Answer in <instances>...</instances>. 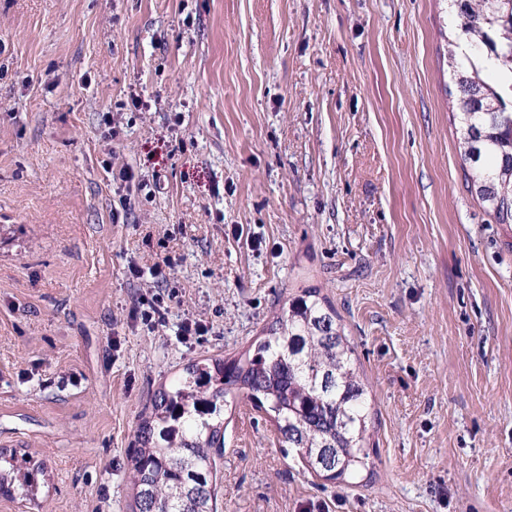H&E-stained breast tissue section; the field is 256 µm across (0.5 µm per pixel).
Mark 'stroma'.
Listing matches in <instances>:
<instances>
[{
	"label": "stroma",
	"mask_w": 512,
	"mask_h": 512,
	"mask_svg": "<svg viewBox=\"0 0 512 512\" xmlns=\"http://www.w3.org/2000/svg\"><path fill=\"white\" fill-rule=\"evenodd\" d=\"M451 27L448 0H0V450L44 470L0 512H132L160 385L308 287L373 465L318 477L241 396L218 512H512V241L465 185Z\"/></svg>",
	"instance_id": "35a3bbf8"
}]
</instances>
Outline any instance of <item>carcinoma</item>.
<instances>
[{
	"instance_id": "cac0c4a2",
	"label": "carcinoma",
	"mask_w": 512,
	"mask_h": 512,
	"mask_svg": "<svg viewBox=\"0 0 512 512\" xmlns=\"http://www.w3.org/2000/svg\"><path fill=\"white\" fill-rule=\"evenodd\" d=\"M453 118L468 191L495 223L512 224V0H448ZM270 414L316 475L354 479L369 467L372 418L355 349L332 304L305 288L231 361H199L153 396L131 453L135 512H217L227 397ZM0 490L26 492L38 471L10 459Z\"/></svg>"
}]
</instances>
